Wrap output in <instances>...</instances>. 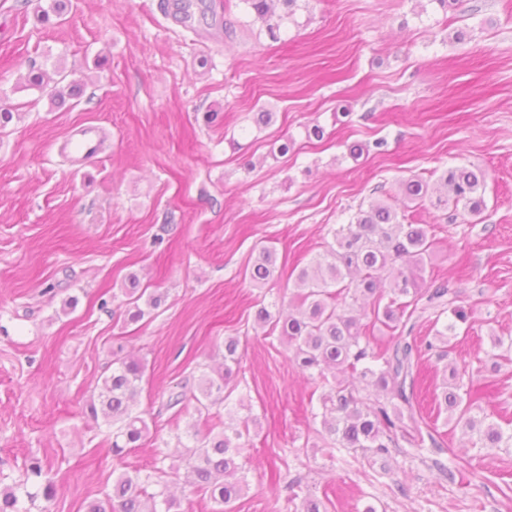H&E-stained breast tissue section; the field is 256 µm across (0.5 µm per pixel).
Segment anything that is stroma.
<instances>
[{
    "instance_id": "35a3bbf8",
    "label": "stroma",
    "mask_w": 512,
    "mask_h": 512,
    "mask_svg": "<svg viewBox=\"0 0 512 512\" xmlns=\"http://www.w3.org/2000/svg\"><path fill=\"white\" fill-rule=\"evenodd\" d=\"M165 2L69 0L59 16L52 0H0V107L12 114L0 127V485L38 459L57 495L23 512H84L123 472L182 467L176 436L191 417L160 403L234 336L238 394L257 418L238 512H298L292 481L326 512H512L511 450L488 456L458 435L441 453L406 443L384 459L328 447L313 383L265 339L245 276L264 246L306 265L351 209L387 200L430 225L423 277L449 282L468 313L446 361L422 353L428 388L454 367L512 425V358L491 359L492 337L512 336V0H302L274 45L242 8L188 28ZM59 70L84 86L60 107L28 82ZM262 108L275 114L266 127L253 121ZM87 122L106 139L78 169L58 146ZM314 124L323 141L307 139ZM378 139L382 151H347ZM447 166L487 171L481 215L402 206V180ZM132 274L163 296L136 323ZM294 291L283 277L262 295ZM118 337L145 366L136 409L149 426L120 458L85 413ZM274 467L287 484L271 485Z\"/></svg>"
}]
</instances>
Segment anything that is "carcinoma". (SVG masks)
<instances>
[{"instance_id": "obj_1", "label": "carcinoma", "mask_w": 512, "mask_h": 512, "mask_svg": "<svg viewBox=\"0 0 512 512\" xmlns=\"http://www.w3.org/2000/svg\"><path fill=\"white\" fill-rule=\"evenodd\" d=\"M299 0H240L255 18L266 26V35L272 42L280 39V26L292 18ZM58 82H68V92L53 88L46 90L41 75L30 77L32 86L47 91L51 103L62 104L65 96H78L80 84L67 81L68 74L58 72ZM438 180L443 192L429 193L427 182L412 177L401 182L400 189L409 203L429 204L442 210L448 204L462 205L473 216L485 209L484 191L486 173L480 168L455 166L441 171ZM334 244L313 262L295 267L293 296L296 312L285 319L273 315L269 307L260 304L255 319L262 327L268 325L266 335L278 336L288 345L289 361L309 376L318 396L323 428L332 445L370 451L383 457L389 449L398 447L397 431L402 429L404 413L414 423L419 442L430 440L423 436V421L418 391L424 382L415 361L421 350L437 351L439 357L448 353V332L455 331L456 323L445 324L432 338L417 341L414 336H394L390 344L378 346L368 332L363 317L371 314L374 321L394 332L402 320H411L417 314L433 312L435 320L447 312L466 322L465 311L456 305L458 292L445 283L425 285L423 271L433 254V241L425 224H404L398 212L385 200L374 198L367 207L359 208L345 224L331 230ZM245 274L256 288H266L282 276L273 251L263 248L258 252ZM127 309L128 319L137 322L145 317L139 306L145 300L149 308H156L162 296L147 293L139 287V280L131 275ZM112 372L102 381L97 397L87 403L93 419L101 418L112 428V453L120 456L127 448H136L145 437V420L133 414L131 403L140 390L144 366L140 359L124 352L117 344L112 350ZM242 352L235 337L224 339L223 369L215 374L202 372L178 384V390L169 394L162 404L173 411L177 419L194 406L198 415L220 418L210 413L214 406L226 405L237 388L235 379L240 371ZM453 382L443 383L438 405L456 415L454 428L464 434L477 436L478 443L490 454L501 448L512 447V428L504 429L481 409V396L473 387L465 386L456 372ZM359 380L375 390L374 398H362L353 382ZM257 419L252 413L240 417L237 424L224 423L219 431L209 429L202 435L196 423L186 426V438L193 441L187 449L185 481L195 492L217 504L215 512H237L236 502L245 494L247 479L239 475L238 458L245 450L250 426ZM179 476L178 471L171 473ZM164 468L135 470L122 474L112 485L104 501H92L87 512H180V502L170 494L171 475ZM33 499L38 495L46 500L56 496L53 481L43 478V469L37 462L30 465L26 481L0 486V512H20L19 492Z\"/></svg>"}]
</instances>
